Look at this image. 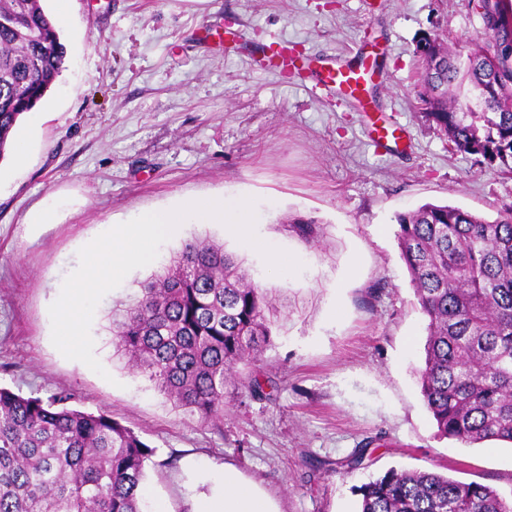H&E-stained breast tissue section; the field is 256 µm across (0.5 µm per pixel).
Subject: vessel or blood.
I'll list each match as a JSON object with an SVG mask.
<instances>
[{"mask_svg": "<svg viewBox=\"0 0 512 512\" xmlns=\"http://www.w3.org/2000/svg\"><path fill=\"white\" fill-rule=\"evenodd\" d=\"M255 64L260 69L276 72L286 78L312 74L325 90L336 91L337 95L361 106L366 103L364 93L367 85L374 82L376 77L370 55H363L354 64L336 57L309 61L303 56L293 54L284 41H273L266 45ZM365 129L376 152L399 148L402 136L396 123L369 112L365 115Z\"/></svg>", "mask_w": 512, "mask_h": 512, "instance_id": "1", "label": "vessel or blood"}]
</instances>
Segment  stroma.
Instances as JSON below:
<instances>
[{
	"label": "stroma",
	"mask_w": 512,
	"mask_h": 512,
	"mask_svg": "<svg viewBox=\"0 0 512 512\" xmlns=\"http://www.w3.org/2000/svg\"><path fill=\"white\" fill-rule=\"evenodd\" d=\"M66 57L17 134L23 165L0 161V387L25 397L70 393L87 413L108 410L153 450L143 481L147 512H189L234 467L276 512H358L355 486L391 468L436 471L512 498V445L441 439L420 394L422 314L400 256L396 216L425 203L495 219L512 206V174L453 151L415 100L419 37L464 49L481 29L469 0H70L60 22ZM234 33L239 48H225ZM305 56L357 58L378 47L372 111L389 115L406 146L375 153L358 104L308 77L256 69L249 51L273 40ZM200 197L255 201V231L294 255V274L221 224H183L160 255L200 233L245 258L255 281L303 304L240 378L219 426L175 412L148 379L112 357L113 306L147 271L100 300L90 333L97 374L51 342L49 307L79 266V250L145 212ZM51 207L56 219L29 223ZM312 218L328 239L306 247L283 225ZM362 453L359 465L344 460ZM214 472L199 482L186 462Z\"/></svg>",
	"instance_id": "obj_1"
}]
</instances>
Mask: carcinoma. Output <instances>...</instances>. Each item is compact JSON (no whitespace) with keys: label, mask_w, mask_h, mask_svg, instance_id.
Wrapping results in <instances>:
<instances>
[{"label":"carcinoma","mask_w":512,"mask_h":512,"mask_svg":"<svg viewBox=\"0 0 512 512\" xmlns=\"http://www.w3.org/2000/svg\"><path fill=\"white\" fill-rule=\"evenodd\" d=\"M466 53L436 34L417 54L416 96L453 149L512 172V12ZM65 45L41 0H0V157L19 117L60 76ZM397 242L427 321L420 392L437 435L472 446L512 443V209L489 221L425 203L397 217ZM306 246L326 237L314 220L284 225ZM299 312L260 287L245 260L208 234L186 240L114 306L113 357L146 376L172 408L202 426L224 417L235 367L256 358ZM0 388V512H143L153 450L107 410L67 406ZM359 512H512L490 486L437 472L391 469L360 488Z\"/></svg>","instance_id":"carcinoma-1"}]
</instances>
